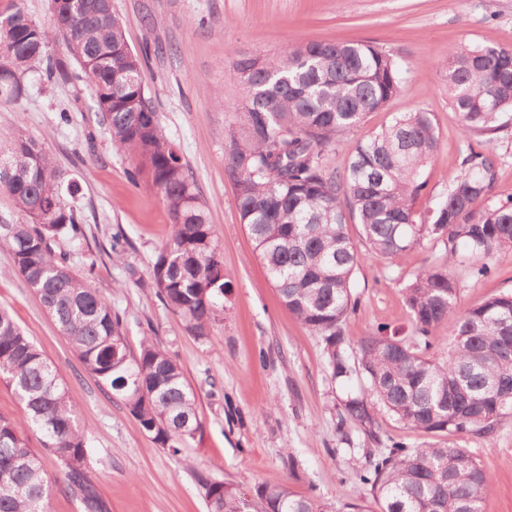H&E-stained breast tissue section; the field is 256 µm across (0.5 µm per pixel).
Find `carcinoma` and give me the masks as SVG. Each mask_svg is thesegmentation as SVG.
<instances>
[{
    "mask_svg": "<svg viewBox=\"0 0 512 512\" xmlns=\"http://www.w3.org/2000/svg\"><path fill=\"white\" fill-rule=\"evenodd\" d=\"M58 21L47 28L19 7L0 33V70L9 73L1 103L26 94L24 76L39 71L52 84L68 77V64L52 56L62 40L92 84L95 101L116 149L132 147L151 171L172 218L168 241L152 266V285L177 313L186 331L205 339L224 314L223 252L209 224L205 203L175 145L161 133L148 96L141 61L127 56L124 25L114 12L89 14L52 0ZM241 54L233 72L246 91L241 128L224 132V171L236 189L240 223L267 268L288 312L322 338L331 377L356 379L369 395H347L337 429L344 443L372 441L357 473L370 487L378 510L365 501L336 512H482L491 477L466 448L441 444L411 447L383 441L375 409H382L423 435L487 434L512 409V292L478 306L457 308L455 268L459 247L480 259L469 275L492 272L490 260L512 246V198L490 202L499 167L490 135L512 123V49L491 41L448 49V97L467 146L448 191L416 209L427 183L423 171L437 152L434 115L424 109L395 115L360 138L346 173L336 176L329 158L345 135L358 130L402 90L403 64L362 42L295 43L277 59ZM0 189L12 199L24 224H0L13 268L39 297L98 384L117 396L142 431L177 455L203 431L197 397L180 363L151 338L128 350L120 317L74 274L61 238H79L81 218L64 195L45 148L23 132L0 147ZM361 226L362 241L395 260L434 241L441 260L410 279L405 302L411 336L386 327L357 347L344 341V326L356 309L353 275L362 254L347 231ZM453 324L450 345L438 347L432 333ZM0 380L11 385L30 427L62 465L66 488L82 512H108L87 465L88 427L81 423L56 367L25 336L10 312L0 308ZM208 512H248L246 500L224 482L198 474ZM51 488L41 455L27 446L20 427L0 416V512H48ZM261 512H322L314 499L288 485L256 489Z\"/></svg>",
    "mask_w": 512,
    "mask_h": 512,
    "instance_id": "carcinoma-1",
    "label": "carcinoma"
}]
</instances>
